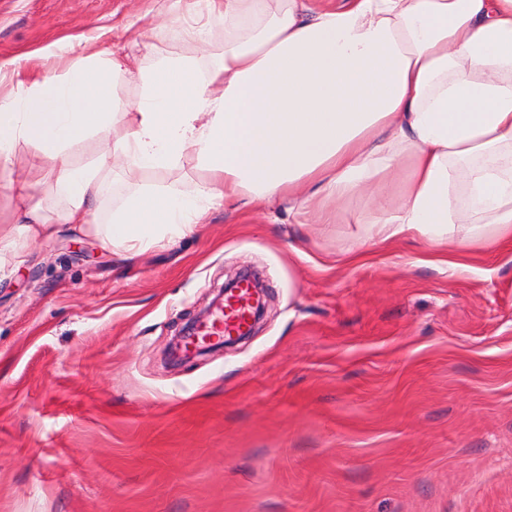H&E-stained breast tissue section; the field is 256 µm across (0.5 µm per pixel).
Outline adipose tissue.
Wrapping results in <instances>:
<instances>
[{"label": "adipose tissue", "mask_w": 512, "mask_h": 512, "mask_svg": "<svg viewBox=\"0 0 512 512\" xmlns=\"http://www.w3.org/2000/svg\"><path fill=\"white\" fill-rule=\"evenodd\" d=\"M202 23L173 20L187 56L132 65L117 50L78 52L63 71H30L0 92V171L19 143L51 167L61 209L20 208L0 227L53 235L92 226L107 171H167L193 154L188 192L145 186L96 226L130 257L193 231L214 206L282 204L332 224L331 203L372 199L366 240L420 237L428 252L512 244V0H191ZM122 78L138 93L113 98ZM115 125L111 148L77 164L69 149Z\"/></svg>", "instance_id": "adipose-tissue-1"}]
</instances>
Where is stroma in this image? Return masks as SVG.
Instances as JSON below:
<instances>
[{
  "label": "stroma",
  "mask_w": 512,
  "mask_h": 512,
  "mask_svg": "<svg viewBox=\"0 0 512 512\" xmlns=\"http://www.w3.org/2000/svg\"><path fill=\"white\" fill-rule=\"evenodd\" d=\"M161 0H0V61L62 68L80 36L132 63L127 21L167 39ZM33 146L0 174V225ZM115 170L94 216L131 183ZM354 198L333 224L214 207L128 258L59 225L0 256V512H512V249L467 271L420 241L362 244ZM361 244L359 262L348 250ZM244 269L269 307L233 347L172 367L178 329Z\"/></svg>",
  "instance_id": "obj_1"
}]
</instances>
